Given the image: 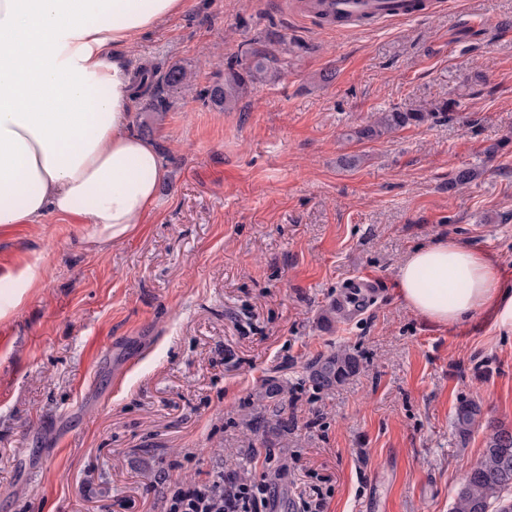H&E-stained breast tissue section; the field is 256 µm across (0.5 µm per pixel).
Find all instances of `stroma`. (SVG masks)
<instances>
[{
    "label": "stroma",
    "mask_w": 512,
    "mask_h": 512,
    "mask_svg": "<svg viewBox=\"0 0 512 512\" xmlns=\"http://www.w3.org/2000/svg\"><path fill=\"white\" fill-rule=\"evenodd\" d=\"M285 2L184 0L129 47L190 75L167 112L133 104L132 131L148 127L170 169L144 223L117 242L51 213L0 225V291L22 290L0 317V512H161L160 480L252 478L269 453L290 507L319 490L326 512H450L487 421L512 427L502 308L444 326L396 285L413 249L452 237L512 289V0L335 30ZM269 34L279 81L213 107L228 58ZM441 99L457 103L449 120L349 137ZM465 165L479 177L449 190ZM354 275L383 288L346 322L329 307ZM117 342L132 355L118 377ZM340 348L360 373L316 389L311 362ZM275 381L287 393L265 397ZM465 397L484 422L463 441L450 419Z\"/></svg>",
    "instance_id": "obj_1"
}]
</instances>
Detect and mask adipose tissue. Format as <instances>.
Wrapping results in <instances>:
<instances>
[{
    "label": "adipose tissue",
    "instance_id": "1",
    "mask_svg": "<svg viewBox=\"0 0 512 512\" xmlns=\"http://www.w3.org/2000/svg\"><path fill=\"white\" fill-rule=\"evenodd\" d=\"M184 0H0V224L78 216L121 239L143 223L167 170L130 130L133 69L121 48ZM400 299L442 325L490 305L512 328V292L475 248L452 238L397 269Z\"/></svg>",
    "mask_w": 512,
    "mask_h": 512
}]
</instances>
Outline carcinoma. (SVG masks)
Segmentation results:
<instances>
[{
    "label": "carcinoma",
    "instance_id": "1",
    "mask_svg": "<svg viewBox=\"0 0 512 512\" xmlns=\"http://www.w3.org/2000/svg\"><path fill=\"white\" fill-rule=\"evenodd\" d=\"M281 69L267 48L252 47L242 55L233 56L224 68V81L207 88L205 98L224 112L234 111L242 98L263 85L280 79ZM188 80L185 69L177 66L167 71L160 66L141 68L136 76V88L150 95L149 109L162 113L168 108L165 93ZM452 103L434 101L421 107L381 112L369 124L354 130L349 137L371 141L385 134L429 121L450 118ZM479 175L473 167H461L448 179V189L467 185ZM361 360L353 352L338 349L330 355L314 360L310 365V379L322 390L344 384L359 373ZM482 417V406L475 398L461 399L452 416V427L462 440L467 439ZM451 512H512V428L496 426L487 439L481 458L467 474L455 493Z\"/></svg>",
    "mask_w": 512,
    "mask_h": 512
}]
</instances>
